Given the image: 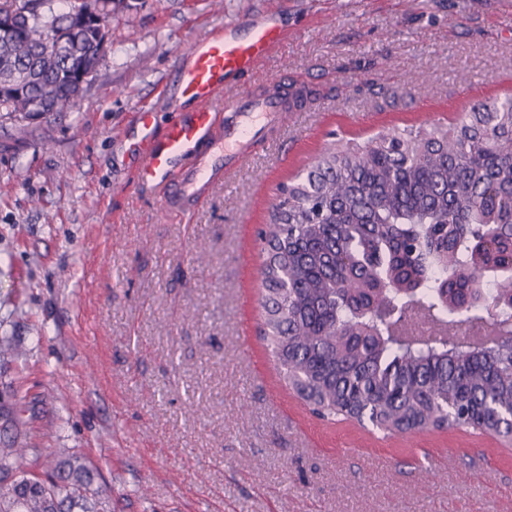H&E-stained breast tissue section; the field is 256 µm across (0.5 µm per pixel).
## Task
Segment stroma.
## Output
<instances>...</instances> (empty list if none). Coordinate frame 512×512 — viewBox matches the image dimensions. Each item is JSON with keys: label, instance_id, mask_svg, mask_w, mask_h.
<instances>
[{"label": "stroma", "instance_id": "obj_1", "mask_svg": "<svg viewBox=\"0 0 512 512\" xmlns=\"http://www.w3.org/2000/svg\"><path fill=\"white\" fill-rule=\"evenodd\" d=\"M288 37L255 74L309 82L266 153L191 218L140 186L123 130L187 46L270 5ZM91 87L20 132L0 122V444L82 456L112 512H512V441L387 435L313 416L260 335L258 236L280 184L333 143L454 124L512 96L501 0H129ZM425 86L410 89L413 73ZM173 114L160 110L156 131Z\"/></svg>", "mask_w": 512, "mask_h": 512}]
</instances>
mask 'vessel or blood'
I'll return each instance as SVG.
<instances>
[{
	"mask_svg": "<svg viewBox=\"0 0 512 512\" xmlns=\"http://www.w3.org/2000/svg\"><path fill=\"white\" fill-rule=\"evenodd\" d=\"M287 36L277 10L226 26L191 43L188 61L177 72L175 97L164 108L175 116L163 133L155 131V108L137 110L128 128L138 182L154 192L164 208L182 215L203 206L226 171L252 157L273 137L303 93L287 76L269 91L224 90L256 70Z\"/></svg>",
	"mask_w": 512,
	"mask_h": 512,
	"instance_id": "b4317fda",
	"label": "vessel or blood"
}]
</instances>
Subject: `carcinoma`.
Here are the masks:
<instances>
[{"instance_id":"1","label":"carcinoma","mask_w":512,"mask_h":512,"mask_svg":"<svg viewBox=\"0 0 512 512\" xmlns=\"http://www.w3.org/2000/svg\"><path fill=\"white\" fill-rule=\"evenodd\" d=\"M0 0V117L68 112L111 12ZM65 31V53L45 31ZM260 235L263 339L288 386L331 419L390 433L465 425L506 437L512 410V99L452 127L335 144L280 189ZM0 448V512H112L78 456Z\"/></svg>"}]
</instances>
